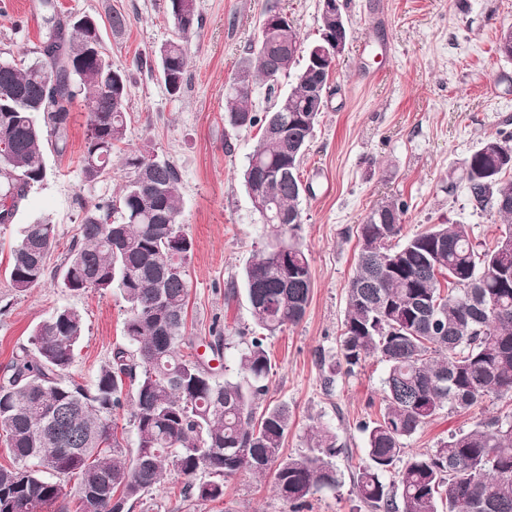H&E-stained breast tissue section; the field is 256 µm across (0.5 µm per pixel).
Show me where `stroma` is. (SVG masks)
I'll return each mask as SVG.
<instances>
[{
  "mask_svg": "<svg viewBox=\"0 0 512 512\" xmlns=\"http://www.w3.org/2000/svg\"><path fill=\"white\" fill-rule=\"evenodd\" d=\"M62 15H88L115 65L131 76L126 104L127 147L170 162L178 173L180 222L193 242L189 259L188 330L201 340L224 334L222 364L235 375L238 353L254 325L243 290V270L270 233L253 211L243 182L258 129H232L224 117V89L259 34L266 0H196L200 25L190 38L186 81L169 94L158 67L137 68L174 35L167 0H57ZM349 37L330 78L328 108L320 116L303 164L313 193L301 202L302 235L309 248L314 288L303 320L268 337L271 404L285 403L294 424L286 454L305 449L312 423L327 425L343 445L333 463L339 482L307 499L301 512H369L357 497L352 473L364 457L361 426L380 416L387 367L370 356L325 390L321 363L333 360L355 269L357 227L383 199L406 201L403 235L434 224L468 225L477 243H489L501 220L480 210L461 179L466 159L491 137L512 133V59L495 50L502 27L512 26V0H340ZM304 44L319 37L322 0H280ZM130 16L112 32V12ZM38 0H0V62L35 57L40 44ZM88 106L74 104L66 152L47 151L48 175L0 225V370L29 344L36 325L71 307L84 320L68 376L90 384L99 367L126 346V316L119 296L71 294L51 284L16 292L4 274L24 224L47 218L59 242L51 257L60 266L68 243L95 202L117 197L123 184L122 152L112 173L97 183L82 173ZM474 412L440 413L405 442L427 452L449 434L468 429ZM183 478L169 476L133 512H289L271 478L247 472L224 481V498L184 497Z\"/></svg>",
  "mask_w": 512,
  "mask_h": 512,
  "instance_id": "stroma-1",
  "label": "stroma"
}]
</instances>
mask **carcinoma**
I'll use <instances>...</instances> for the list:
<instances>
[{"instance_id": "1", "label": "carcinoma", "mask_w": 512, "mask_h": 512, "mask_svg": "<svg viewBox=\"0 0 512 512\" xmlns=\"http://www.w3.org/2000/svg\"><path fill=\"white\" fill-rule=\"evenodd\" d=\"M42 48L29 65L0 66V224H11L29 192L47 177L45 151L65 152L72 105L88 100L81 155L89 183L111 175L112 154L125 142L129 73L105 52L88 55L90 30L68 23L55 0H41ZM176 38L159 49L168 92L181 93L186 45L199 27L195 0H169ZM267 53L245 61L224 92L225 119L235 129L259 127L243 173L251 187L260 176L263 196L282 223L243 272L244 290L260 335L241 349L238 375L218 378L201 357L181 353L188 336V260L192 241L179 221L178 174L172 164L141 151L124 154V184L116 199L86 211L61 267L50 266L56 225H24L5 274L25 292L46 280L70 293L112 292L125 303L124 336L91 385L67 379L84 333L81 313L58 309L31 333L30 348L0 379V433L12 458L0 465V512H47L63 483L78 512H131L176 471L184 496L224 497V478L241 471L263 478L299 506L336 486L332 458L336 433L309 426L308 451L282 448L293 424L286 403L263 404L269 391L265 339L304 318L313 290L303 224L302 164L319 116L309 108L323 64L312 47L288 94L263 113L254 87L286 76L297 54L277 31L263 32ZM512 134L485 140L464 164L462 180L476 206L507 221L489 245L473 243L466 224H433L398 241L408 205L385 199L358 227L360 248L346 292L337 359L325 384L349 374L362 360L387 364L384 408L363 426L366 461L356 470L357 496L372 512H512V416L482 415L431 452L404 451V441L443 410L467 412L492 395H512ZM176 267L178 274H169ZM129 408L135 449L119 440L116 411ZM388 473L394 479L386 481Z\"/></svg>"}]
</instances>
